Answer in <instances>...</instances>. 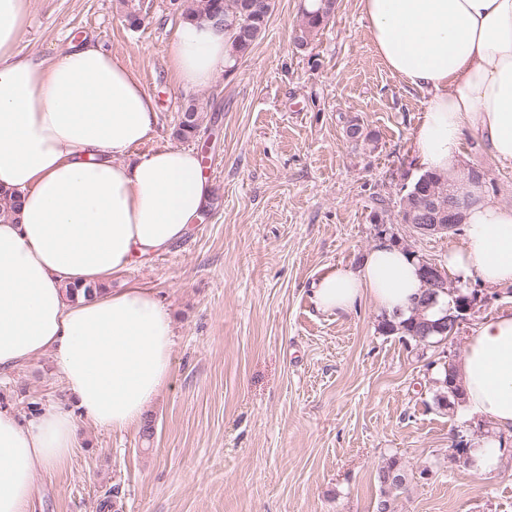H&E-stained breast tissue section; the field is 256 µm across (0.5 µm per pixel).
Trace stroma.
<instances>
[{"mask_svg": "<svg viewBox=\"0 0 512 512\" xmlns=\"http://www.w3.org/2000/svg\"><path fill=\"white\" fill-rule=\"evenodd\" d=\"M147 5L133 31L121 0H32L19 42L49 57L92 39L116 54L158 108L140 153L180 143L179 118L196 105L201 126L182 143L210 184L185 239L105 283L153 289L173 319L171 376L145 415L152 437L79 421L68 466L36 475L33 512H377L376 473L393 458L408 476L394 512H512V435L500 437L501 467L478 474L449 454L489 422L434 403L438 369L460 360L485 316L512 308V288L472 283L473 310L430 346L382 331L371 301L330 314L311 300L320 276L356 267L381 239L440 266L462 240L401 220L421 174L413 134L427 96L378 58L359 0H336L302 53L291 33L305 0H272L251 53L200 90L169 64L184 0ZM460 149L459 185L476 171L512 205V166L469 132ZM65 399L51 356L0 377L1 410L28 418L30 403Z\"/></svg>", "mask_w": 512, "mask_h": 512, "instance_id": "35a3bbf8", "label": "stroma"}]
</instances>
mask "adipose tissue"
Returning <instances> with one entry per match:
<instances>
[{
  "mask_svg": "<svg viewBox=\"0 0 512 512\" xmlns=\"http://www.w3.org/2000/svg\"><path fill=\"white\" fill-rule=\"evenodd\" d=\"M376 55L428 100L414 132L423 169L454 179L471 131L496 164L512 166V0H360ZM31 0H0V187L20 192L17 221H0V372L51 355L72 407L23 420L0 411V512H29L37 473L65 468L78 418L118 432L141 421L169 379V312L133 286L68 299L183 239L210 186L196 152L164 146L139 155L157 132V105L103 45L85 41L54 58L18 43ZM233 33L186 20L170 51L184 87L205 89L233 63ZM463 240L448 253L458 286L512 287V205L471 185ZM423 289L420 262L385 241L355 269L312 288L324 312L370 298L385 318L407 317ZM456 370L460 413L492 432L469 451L473 470H497L499 436L512 433V311L478 323Z\"/></svg>",
  "mask_w": 512,
  "mask_h": 512,
  "instance_id": "ef3b65f1",
  "label": "adipose tissue"
}]
</instances>
